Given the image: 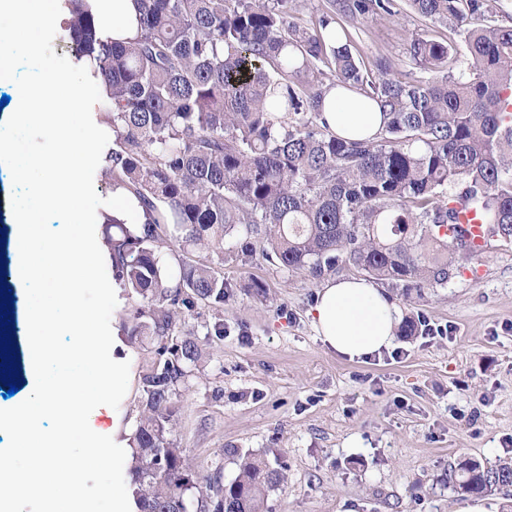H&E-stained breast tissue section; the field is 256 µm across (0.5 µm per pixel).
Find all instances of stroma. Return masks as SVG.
Segmentation results:
<instances>
[{
	"instance_id": "35a3bbf8",
	"label": "stroma",
	"mask_w": 512,
	"mask_h": 512,
	"mask_svg": "<svg viewBox=\"0 0 512 512\" xmlns=\"http://www.w3.org/2000/svg\"><path fill=\"white\" fill-rule=\"evenodd\" d=\"M393 9L389 20L358 18L353 50L369 65L388 61L391 77L425 78L404 45L448 31L407 0ZM242 242L225 239L219 267L232 285L224 337L192 368L179 402L175 437L189 469L227 484L240 454L262 455L285 476L269 512H467L474 499L448 488L449 465L512 460V243L488 244L480 278L464 271L420 295L386 288L402 316L446 333L399 335L389 350L352 361L313 329L321 280L280 269L260 249L242 251ZM155 345L148 338L125 350L121 414L136 410Z\"/></svg>"
}]
</instances>
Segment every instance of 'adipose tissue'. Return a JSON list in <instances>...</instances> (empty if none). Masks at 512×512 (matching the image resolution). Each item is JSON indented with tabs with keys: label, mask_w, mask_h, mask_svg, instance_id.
I'll use <instances>...</instances> for the list:
<instances>
[{
	"label": "adipose tissue",
	"mask_w": 512,
	"mask_h": 512,
	"mask_svg": "<svg viewBox=\"0 0 512 512\" xmlns=\"http://www.w3.org/2000/svg\"><path fill=\"white\" fill-rule=\"evenodd\" d=\"M135 0H99L97 23L103 37L121 41L135 32ZM324 116L336 135L364 140L383 125L378 109L349 90L327 100ZM312 324L323 345L349 360H360L390 348L400 313L374 282L356 276L327 281L311 311Z\"/></svg>",
	"instance_id": "obj_1"
}]
</instances>
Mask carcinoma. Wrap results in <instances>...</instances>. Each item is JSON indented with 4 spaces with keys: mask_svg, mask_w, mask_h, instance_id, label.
<instances>
[{
    "mask_svg": "<svg viewBox=\"0 0 512 512\" xmlns=\"http://www.w3.org/2000/svg\"><path fill=\"white\" fill-rule=\"evenodd\" d=\"M95 0H65L61 38L88 63L114 136L105 183L139 202L143 223L104 216L112 267L144 302L124 329L130 344L162 345L140 375L129 437L139 512H173L187 471L174 438L180 389L205 357L199 337L224 338L219 315L232 285L216 264L224 240L241 234L263 257L314 279L352 266L405 291L444 288L483 249L451 238L463 202L485 243H512V27L488 19L497 0H408L422 18L460 37H411L405 53L422 80L388 76L352 51L345 23L394 16L392 0H327L313 27L291 14L292 0H137L138 28L107 42ZM338 88L377 104L379 134H334L324 103ZM186 253L170 267V238ZM215 311L195 312L196 301ZM198 320L188 325L187 318ZM284 481L248 455L227 485L203 478L202 512H264ZM448 486L482 496L512 484V465L469 458L448 467Z\"/></svg>",
    "mask_w": 512,
    "mask_h": 512,
    "instance_id": "obj_1",
    "label": "carcinoma"
}]
</instances>
